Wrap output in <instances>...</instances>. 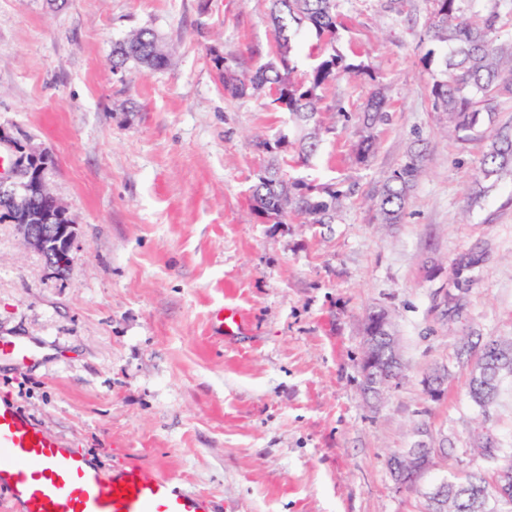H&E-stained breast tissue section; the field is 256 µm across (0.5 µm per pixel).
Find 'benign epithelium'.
<instances>
[{
  "label": "benign epithelium",
  "mask_w": 512,
  "mask_h": 512,
  "mask_svg": "<svg viewBox=\"0 0 512 512\" xmlns=\"http://www.w3.org/2000/svg\"><path fill=\"white\" fill-rule=\"evenodd\" d=\"M0 150L5 151L8 164L0 168V211L17 216L25 223L18 225L24 243L37 251L56 273L65 274L72 262V251L75 241L74 224L67 219L60 224L44 221L40 224H29L31 194L51 195L44 178V160L48 156L47 149L34 148L22 143L5 129L0 127ZM378 314L380 336L368 332L363 336L362 374L366 385H371L376 378L382 381L384 388L397 385L400 374L396 363L379 356L380 341H392L397 336L391 334L393 322L388 310H374ZM448 379V368L441 367L431 371L423 380L425 393L438 399L444 394V386ZM423 438L422 451L397 452L392 457L390 474L398 488H408L414 480L422 478L437 464L445 448L431 446L424 439L432 437L431 430L424 428L417 431ZM424 512H443L440 509L445 499L444 484L439 483L424 489Z\"/></svg>",
  "instance_id": "1"
}]
</instances>
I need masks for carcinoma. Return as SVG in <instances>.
Segmentation results:
<instances>
[{
	"mask_svg": "<svg viewBox=\"0 0 512 512\" xmlns=\"http://www.w3.org/2000/svg\"><path fill=\"white\" fill-rule=\"evenodd\" d=\"M342 0H271L270 20L277 34L275 60L253 72L235 73L225 66L224 56L209 49L224 92L242 98L269 87L276 92L272 103L288 112L300 129L295 142L299 158L313 157L321 145L324 125L319 91L344 73H363L365 66L347 60L336 49L337 18ZM433 13L426 31L435 48L428 50V61L440 55L441 78L431 87L434 107L445 114L444 132L466 141L475 134L486 139L480 164L481 180L470 193V206L479 204L489 185L512 177V124L496 122L499 101L512 98V39H502L505 28H512V0H433ZM312 38L315 60L308 77H294V53L298 39ZM155 33L141 28L117 43L112 51V69L119 72L128 64L160 70L166 59L154 53ZM387 120L385 98L376 91L358 116L363 128L355 148L358 162L374 153L372 131ZM422 151L411 148L404 162L393 171L381 190L368 197L367 205L376 211L383 227L402 222L404 209L423 169ZM347 193L313 188L287 179L278 168L270 167L253 185L254 209L266 216L292 213L304 224H335L341 218ZM486 261V252L473 247L453 260V278L448 281V307L457 306L458 291L474 280ZM493 340L482 337L460 338L458 362L471 366L469 396L482 410L498 397L500 376L493 364ZM450 512H512V500L502 499L497 485L479 473L446 481Z\"/></svg>",
	"mask_w": 512,
	"mask_h": 512,
	"instance_id": "1",
	"label": "carcinoma"
}]
</instances>
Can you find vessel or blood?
<instances>
[{
    "mask_svg": "<svg viewBox=\"0 0 512 512\" xmlns=\"http://www.w3.org/2000/svg\"><path fill=\"white\" fill-rule=\"evenodd\" d=\"M24 363L35 350L0 341V355ZM0 490L22 512H212L207 497L136 463L104 475L13 404H0Z\"/></svg>",
    "mask_w": 512,
    "mask_h": 512,
    "instance_id": "vessel-or-blood-1",
    "label": "vessel or blood"
}]
</instances>
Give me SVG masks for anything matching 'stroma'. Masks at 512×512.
I'll return each instance as SVG.
<instances>
[{
	"label": "stroma",
	"mask_w": 512,
	"mask_h": 512,
	"mask_svg": "<svg viewBox=\"0 0 512 512\" xmlns=\"http://www.w3.org/2000/svg\"><path fill=\"white\" fill-rule=\"evenodd\" d=\"M269 0H0V127L54 162L51 193L75 225L57 275L0 223V337L44 348L0 357V399L102 470L135 462L209 496L216 512H422L387 458L415 425L452 442L422 485L476 469L488 423L512 452V379L480 413L458 367L462 336L512 337V180L477 206L484 144L444 137L427 64L432 0H343L336 45L367 73L321 92L328 132L308 165L270 91L225 94L227 66L273 61ZM149 28L164 69H112V50ZM388 121L358 163L356 117L374 84ZM424 153L401 224L381 230L366 199ZM316 187L348 190L337 224L264 217L251 189L271 161ZM468 223H461L462 211ZM480 246L481 274L448 306L452 261ZM386 308L404 372L380 398L359 373L369 311ZM242 325L224 336L219 319ZM448 366L439 400L424 375Z\"/></svg>",
	"instance_id": "35a3bbf8"
}]
</instances>
